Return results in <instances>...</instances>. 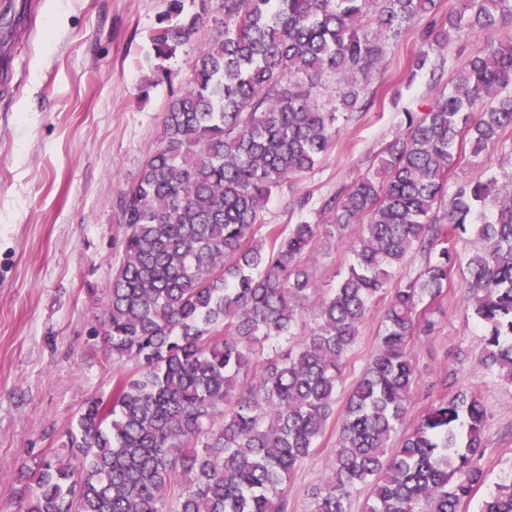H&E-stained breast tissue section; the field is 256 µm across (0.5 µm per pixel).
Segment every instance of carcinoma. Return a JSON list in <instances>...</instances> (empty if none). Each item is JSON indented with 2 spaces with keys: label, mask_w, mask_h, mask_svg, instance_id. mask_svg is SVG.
<instances>
[{
  "label": "carcinoma",
  "mask_w": 512,
  "mask_h": 512,
  "mask_svg": "<svg viewBox=\"0 0 512 512\" xmlns=\"http://www.w3.org/2000/svg\"><path fill=\"white\" fill-rule=\"evenodd\" d=\"M182 0L150 36L167 59L189 43L201 15ZM439 0H224V19L197 49L189 72L156 71L150 84L179 80L160 144L123 191L100 335L107 359L132 361L108 399L93 396L68 430L64 452L34 462L19 481L17 512H288V482L315 453L334 415L342 368L371 305L386 301L378 349L347 396L328 475L312 512H348L358 486L367 512H459L483 482L485 409L480 395L442 396L406 427L418 386L410 340L434 322L420 306L450 280L448 244L478 228L466 280L485 329L480 360L512 384V191L494 178L458 188L448 170L469 135L473 155L512 128V30L462 65L455 89L381 151L377 169L326 200L337 235L352 224L356 264L319 296L303 255L317 224L257 235L264 204L285 181L314 169L335 137L324 112L293 78L324 72L350 84L341 105H362L382 43L434 16ZM512 0H461L447 23L426 30L412 75L429 49L466 28H498ZM419 272L390 287L412 252ZM314 325L281 355L306 312ZM480 512H512V478Z\"/></svg>",
  "instance_id": "cac0c4a2"
}]
</instances>
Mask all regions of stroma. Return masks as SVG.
Segmentation results:
<instances>
[{
    "instance_id": "35a3bbf8",
    "label": "stroma",
    "mask_w": 512,
    "mask_h": 512,
    "mask_svg": "<svg viewBox=\"0 0 512 512\" xmlns=\"http://www.w3.org/2000/svg\"><path fill=\"white\" fill-rule=\"evenodd\" d=\"M26 34L0 54L17 59L14 89L0 94V512L16 510L22 468L60 453L64 433L93 396L110 397L133 363L108 364L94 336L108 302L122 191L160 143L163 112L181 85L145 80L156 68L188 72L209 27L167 60L150 36L168 0H39ZM425 24L389 38L372 70L369 109L343 112L335 141L314 170L286 181L261 214L260 235L306 222L320 238L304 258L320 292L336 288L354 261L349 241L330 237L322 201L375 169L406 113L428 111L451 92L458 71L481 42L501 30L453 33L447 49L431 50L434 72L412 75ZM503 146L480 156L462 151L449 189L496 176L512 182V128ZM452 283L426 314L435 323L408 352L420 378L410 421L441 397L446 368L456 388L477 392L487 412L485 488L512 474V385L479 360L484 331L460 283L469 245L452 250ZM376 302L349 355L336 400L347 394L376 351L384 314ZM338 419H330L314 456L288 484V512H311L312 495L328 473Z\"/></svg>"
}]
</instances>
